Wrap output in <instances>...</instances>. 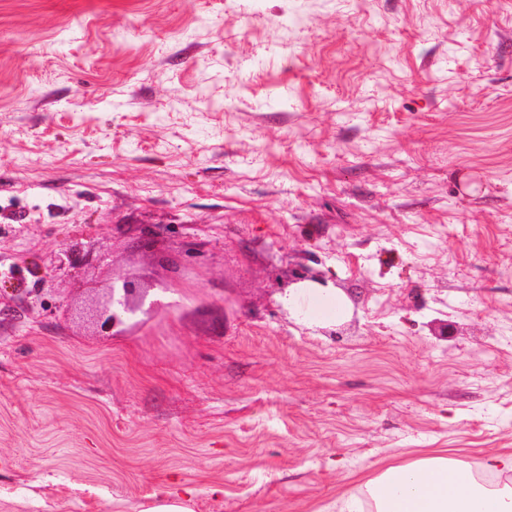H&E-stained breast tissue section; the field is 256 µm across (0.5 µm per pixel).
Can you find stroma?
Returning a JSON list of instances; mask_svg holds the SVG:
<instances>
[{
    "instance_id": "stroma-1",
    "label": "stroma",
    "mask_w": 512,
    "mask_h": 512,
    "mask_svg": "<svg viewBox=\"0 0 512 512\" xmlns=\"http://www.w3.org/2000/svg\"><path fill=\"white\" fill-rule=\"evenodd\" d=\"M432 449L512 451V0H0V512H340ZM148 288L131 278H112V284L89 313L99 335L112 336L138 314H149L158 309L160 302L149 299ZM193 496V489L172 478L156 488L152 494L154 505L142 512H193L189 506Z\"/></svg>"
}]
</instances>
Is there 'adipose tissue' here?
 <instances>
[{"label":"adipose tissue","mask_w":512,"mask_h":512,"mask_svg":"<svg viewBox=\"0 0 512 512\" xmlns=\"http://www.w3.org/2000/svg\"><path fill=\"white\" fill-rule=\"evenodd\" d=\"M372 494L377 512H512V492L480 490L470 470L440 450L387 466Z\"/></svg>","instance_id":"obj_1"}]
</instances>
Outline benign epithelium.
<instances>
[{"instance_id": "7a95c632", "label": "benign epithelium", "mask_w": 512, "mask_h": 512, "mask_svg": "<svg viewBox=\"0 0 512 512\" xmlns=\"http://www.w3.org/2000/svg\"><path fill=\"white\" fill-rule=\"evenodd\" d=\"M160 302L149 298V289L131 278H114L105 294L89 313L92 324L102 336H111L138 314H149Z\"/></svg>"}]
</instances>
